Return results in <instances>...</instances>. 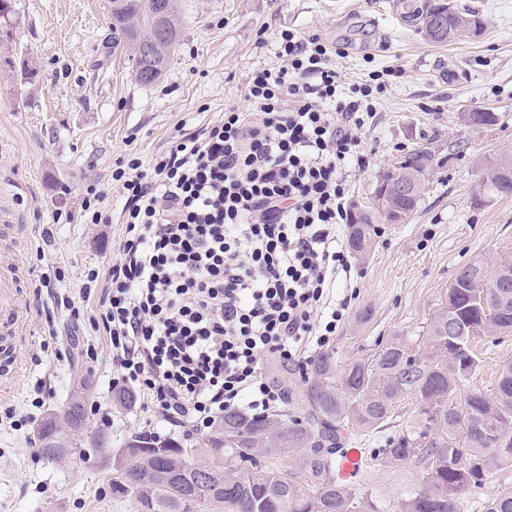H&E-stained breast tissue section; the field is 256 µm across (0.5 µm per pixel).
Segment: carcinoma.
<instances>
[{
    "label": "carcinoma",
    "instance_id": "1",
    "mask_svg": "<svg viewBox=\"0 0 512 512\" xmlns=\"http://www.w3.org/2000/svg\"><path fill=\"white\" fill-rule=\"evenodd\" d=\"M112 49L129 48V23L139 19L150 27L157 13L167 15L162 39L174 53L181 38V19L168 0H114ZM405 22L433 44L458 39L468 25L486 27L478 10L444 7L442 0L405 11ZM431 158L428 148L414 150L398 166L409 178L421 173ZM492 195H512V159L491 165L483 182ZM422 197L414 191L385 196L386 206H364L349 224L348 249L368 254L375 243L376 224L406 221ZM509 283L497 287L499 279ZM455 279L483 280L476 288H456L429 323L423 348L389 339L368 360L351 361L337 369L329 352L311 364V376L296 393V406L282 414L253 417L224 414L201 440L190 447L171 436L134 432L129 439L142 448H124L112 465V497L130 500L134 512H365L371 508L339 476L340 463L351 448L371 436L384 435L373 449L383 465L418 462L423 482L401 503L402 512H462L467 491L491 471L512 467V360L500 365L494 393L459 385L480 368L469 328L478 333L512 332V254L493 263L473 262ZM415 400L418 422L394 431L393 408L403 397ZM86 398L71 394L63 418L53 413L42 421L40 452H53L65 462L76 454L71 437L87 420ZM289 458L295 470L279 464ZM485 512H512V492L488 501Z\"/></svg>",
    "mask_w": 512,
    "mask_h": 512
}]
</instances>
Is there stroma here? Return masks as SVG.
<instances>
[{
	"label": "stroma",
	"mask_w": 512,
	"mask_h": 512,
	"mask_svg": "<svg viewBox=\"0 0 512 512\" xmlns=\"http://www.w3.org/2000/svg\"><path fill=\"white\" fill-rule=\"evenodd\" d=\"M449 2L481 10L484 33L432 44L401 23L394 0H177L181 44L165 75L144 86L127 54L107 49L106 0H13L0 20V257L20 278L23 323L11 336L0 328V512H133L108 487L127 437L146 431L197 443L142 404L117 403L107 340L88 322L101 291L83 287L89 269L111 265L124 232L112 180L118 160H150L224 107H246L252 71L277 63L278 32L318 35L343 50L336 68L345 85L373 87L361 134L369 164L349 172V207L366 203L380 175L414 148L433 155L417 210L380 225L369 255L351 256L350 272L337 277V297L350 299L329 345L337 365L372 358L392 337L419 344L461 267L512 253V196L480 190L487 165L512 158V0ZM27 61L36 65L30 78ZM484 109L496 113L494 125L462 123L461 113ZM90 186L103 193L109 223H86ZM45 273L61 274L74 311L53 310L38 294ZM475 345L482 367L470 383L492 389L499 364L512 359V333ZM81 388L88 417L77 443L88 456L42 460L40 422ZM21 417L27 425L15 428ZM421 478L416 464L368 458L346 476L375 512H399Z\"/></svg>",
	"instance_id": "1"
}]
</instances>
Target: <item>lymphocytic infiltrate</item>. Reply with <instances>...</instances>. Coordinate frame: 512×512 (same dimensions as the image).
Instances as JSON below:
<instances>
[{
    "mask_svg": "<svg viewBox=\"0 0 512 512\" xmlns=\"http://www.w3.org/2000/svg\"><path fill=\"white\" fill-rule=\"evenodd\" d=\"M274 50L279 66L249 77L247 110L225 107L113 170L125 231L112 265L87 274L102 285L90 326L109 340L116 382L188 433L283 403L265 361L304 374L348 308L333 296L350 266L340 238L347 172L366 162L368 91L343 92L317 35L281 31Z\"/></svg>",
    "mask_w": 512,
    "mask_h": 512,
    "instance_id": "obj_1",
    "label": "lymphocytic infiltrate"
}]
</instances>
